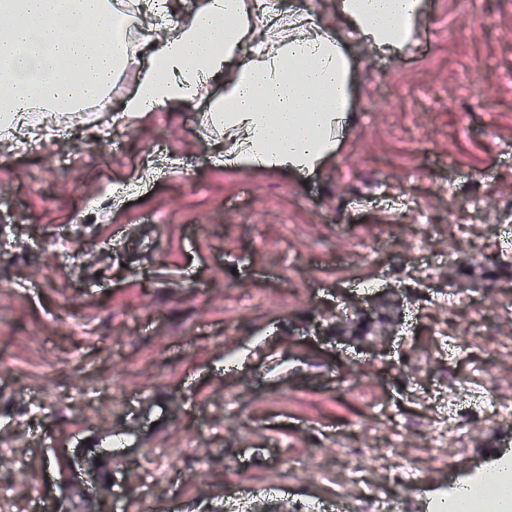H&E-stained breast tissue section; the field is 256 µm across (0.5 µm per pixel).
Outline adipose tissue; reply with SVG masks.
Instances as JSON below:
<instances>
[{
	"instance_id": "obj_1",
	"label": "adipose tissue",
	"mask_w": 512,
	"mask_h": 512,
	"mask_svg": "<svg viewBox=\"0 0 512 512\" xmlns=\"http://www.w3.org/2000/svg\"><path fill=\"white\" fill-rule=\"evenodd\" d=\"M346 26L380 50L417 34L422 0H332ZM111 0H0V134L18 132L30 106L47 113L105 102L125 56L112 32ZM265 0H200L169 22L125 98L126 115L191 101L224 81L211 107L224 126V156L252 169L312 173L335 156L346 124L354 64L324 17L264 47Z\"/></svg>"
}]
</instances>
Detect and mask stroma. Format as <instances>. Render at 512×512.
I'll list each match as a JSON object with an SVG mask.
<instances>
[{
  "label": "stroma",
  "instance_id": "1",
  "mask_svg": "<svg viewBox=\"0 0 512 512\" xmlns=\"http://www.w3.org/2000/svg\"><path fill=\"white\" fill-rule=\"evenodd\" d=\"M477 2L423 0L398 54L346 39L351 118L310 176L224 160L205 118L220 81L123 117L142 44L111 113L56 114L37 155L0 143V512H353L337 462L388 448L429 467L449 376L512 383V0ZM425 280L455 311L421 305ZM468 320L475 348L449 358ZM399 418L414 429L396 440ZM280 448L325 480L289 474ZM442 448L450 469L398 485L397 512H437L512 450V418L466 406Z\"/></svg>",
  "mask_w": 512,
  "mask_h": 512
}]
</instances>
